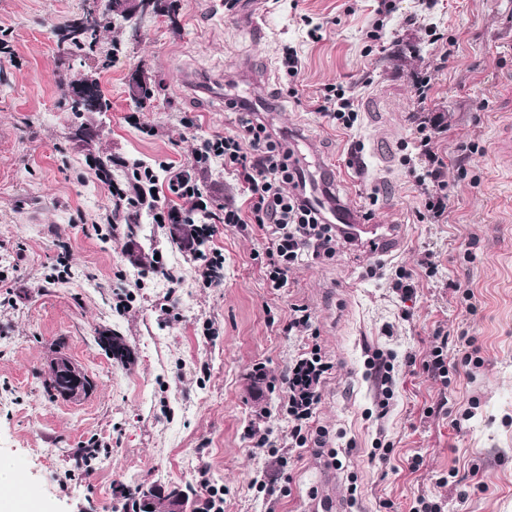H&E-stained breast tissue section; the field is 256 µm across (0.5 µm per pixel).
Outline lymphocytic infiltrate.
Here are the masks:
<instances>
[{"mask_svg":"<svg viewBox=\"0 0 512 512\" xmlns=\"http://www.w3.org/2000/svg\"><path fill=\"white\" fill-rule=\"evenodd\" d=\"M224 106L236 115V133L204 141L192 154L193 164L207 169L219 160L237 173L244 204L225 208L224 221L254 224L269 235L265 275L271 288L279 289L287 285L292 266L309 259L333 258L342 239L341 232L324 208L308 196L296 148L286 138L271 132L261 114L245 102L228 99ZM439 125L438 119L421 116L415 128L418 158L426 169L425 175L417 176L416 181L432 183L424 195L427 217L433 223L444 222L447 217L448 186L442 178L446 163L436 137ZM167 189L182 201L184 221L194 225L197 238L210 236V228L197 223V215L207 209L208 200L190 171H170ZM332 369V363L316 345L291 367L286 413L292 447L323 445L326 433L314 428L313 418L320 387Z\"/></svg>","mask_w":512,"mask_h":512,"instance_id":"lymphocytic-infiltrate-1","label":"lymphocytic infiltrate"}]
</instances>
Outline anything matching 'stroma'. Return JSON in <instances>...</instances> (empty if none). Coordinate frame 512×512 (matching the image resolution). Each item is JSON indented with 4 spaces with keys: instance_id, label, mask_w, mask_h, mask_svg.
<instances>
[{
    "instance_id": "stroma-1",
    "label": "stroma",
    "mask_w": 512,
    "mask_h": 512,
    "mask_svg": "<svg viewBox=\"0 0 512 512\" xmlns=\"http://www.w3.org/2000/svg\"><path fill=\"white\" fill-rule=\"evenodd\" d=\"M388 2L381 16L379 0H261L253 24L224 0H159L139 38L113 22L80 59L60 33L85 0H0V464L34 490L31 512H124V490L153 484L216 488L224 512H307L322 493L344 512H413L420 497L441 512H512V0ZM420 74L432 84L422 104ZM135 76L153 91L141 105ZM85 78L110 109L79 120L72 87ZM334 84L353 91L352 128L316 109ZM228 93L301 134L347 209L396 226L397 253L343 242L270 288L263 231L221 221L242 187L219 163L195 177L214 198L203 248L224 257L221 285H203L170 225L110 224L122 162L190 166L204 139L235 131ZM420 112L443 127L444 224L425 218L411 174ZM151 249L171 279L135 266ZM295 304L313 334L287 331ZM114 332L131 362L101 346ZM469 338L480 363L464 361ZM443 340L444 379L423 368ZM314 344L333 365L314 416L327 443L293 448L285 379ZM378 350L394 357L382 417ZM61 355L91 379L88 395L46 393ZM266 428L272 454L248 437Z\"/></svg>"
}]
</instances>
